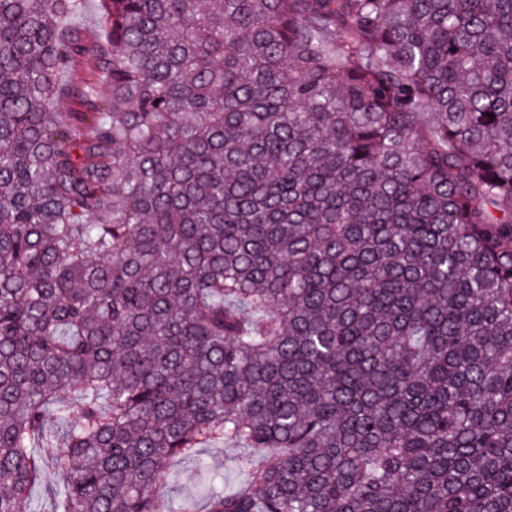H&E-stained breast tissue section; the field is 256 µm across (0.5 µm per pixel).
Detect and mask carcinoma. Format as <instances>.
I'll return each instance as SVG.
<instances>
[{
	"mask_svg": "<svg viewBox=\"0 0 512 512\" xmlns=\"http://www.w3.org/2000/svg\"><path fill=\"white\" fill-rule=\"evenodd\" d=\"M0 0V512H512V0ZM235 453L221 446L204 448L201 452V457L221 476L226 491L235 490L246 480L245 472L236 468L232 461ZM169 497L176 500L183 497H191L200 501L205 492L201 481L198 464L191 459H175L170 467L167 480Z\"/></svg>",
	"mask_w": 512,
	"mask_h": 512,
	"instance_id": "cac0c4a2",
	"label": "carcinoma"
}]
</instances>
